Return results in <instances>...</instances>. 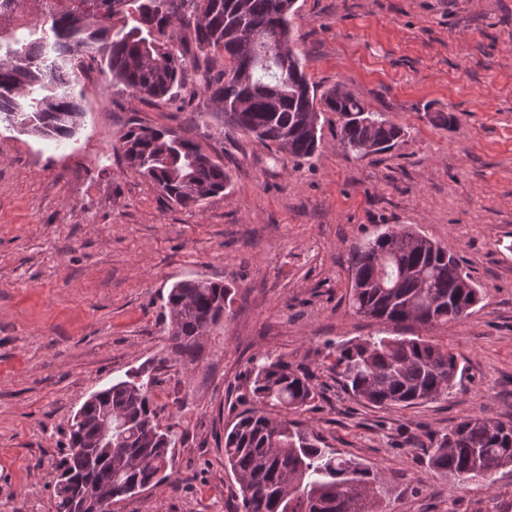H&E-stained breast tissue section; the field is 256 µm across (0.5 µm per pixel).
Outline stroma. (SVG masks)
Returning <instances> with one entry per match:
<instances>
[{
  "instance_id": "35a3bbf8",
  "label": "stroma",
  "mask_w": 512,
  "mask_h": 512,
  "mask_svg": "<svg viewBox=\"0 0 512 512\" xmlns=\"http://www.w3.org/2000/svg\"><path fill=\"white\" fill-rule=\"evenodd\" d=\"M47 0H18L0 37L28 33ZM292 24L317 92L340 85L403 129L391 149L345 154L338 114L297 161L225 134L188 71L180 98L144 101L77 80L83 117L62 142L0 121V512H55V464L94 391L154 361L169 480L112 512H236L224 430L245 409L252 361L306 366L301 413L341 456L379 469L385 512H512V468L462 482L428 465L427 431L484 413L512 423V0H296ZM452 113L451 128L434 113ZM165 127L223 162L232 184L200 208L168 202L115 147L129 125ZM413 225L450 249L482 291L432 331L464 375L448 400L376 408L349 396L339 344L376 335L348 305L354 247ZM231 289L192 361L174 358L167 294L178 281Z\"/></svg>"
}]
</instances>
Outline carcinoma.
Listing matches in <instances>:
<instances>
[{"mask_svg": "<svg viewBox=\"0 0 512 512\" xmlns=\"http://www.w3.org/2000/svg\"><path fill=\"white\" fill-rule=\"evenodd\" d=\"M44 24L55 39L16 38L0 53V117L26 132L70 137L83 110L71 93L73 77L95 65L115 85L153 102L185 87L189 67L202 71L200 87L224 112V129L249 135L299 160L320 145L319 125L308 116L316 104L337 113L344 151L363 158L382 153L402 129L381 112H369L342 86L316 97L297 50L284 0H50ZM265 26L264 43L248 39L252 24ZM197 53L187 56L181 32ZM282 45L290 61L279 67L265 45ZM229 66L218 71L213 57ZM119 151L129 167L152 181L168 200L200 207L231 185L224 164L197 143L168 129L131 127ZM230 289L209 279H188L170 289L166 306L176 316L167 328L173 353L193 360L229 307ZM482 300V291L448 249L410 225H389L355 247L349 303L354 313L394 327L433 328L456 323ZM344 389L380 408H408L448 399L463 374L457 356L419 336H370L336 348ZM254 407L241 412L225 434L224 462L241 492V512H379V471L322 446L289 415L315 397L312 375L267 358L249 376ZM158 380L138 371L99 391L70 423L69 445L56 465V512H77L79 498L120 501L157 485L170 461L169 433L158 426L151 400ZM112 415L116 447L100 445V423ZM430 467L460 481L492 480L512 468V425L486 415L463 419L430 440Z\"/></svg>", "mask_w": 512, "mask_h": 512, "instance_id": "cac0c4a2", "label": "carcinoma"}]
</instances>
